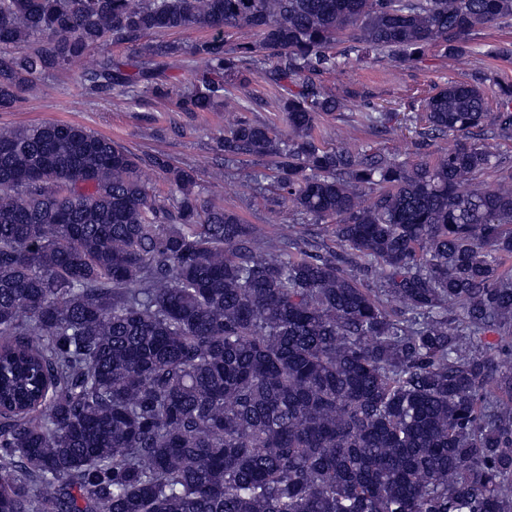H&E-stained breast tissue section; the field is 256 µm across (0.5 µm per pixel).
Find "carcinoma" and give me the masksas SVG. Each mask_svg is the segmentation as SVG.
Segmentation results:
<instances>
[{
  "instance_id": "1",
  "label": "carcinoma",
  "mask_w": 512,
  "mask_h": 512,
  "mask_svg": "<svg viewBox=\"0 0 512 512\" xmlns=\"http://www.w3.org/2000/svg\"><path fill=\"white\" fill-rule=\"evenodd\" d=\"M510 19L512 0H0L1 111L90 57L87 96L224 104L215 179L267 159L277 199L332 226L270 239L163 154L1 127L0 512H512V174L467 188L496 167L481 135L512 140V84L491 120L483 77L421 100L422 141L459 137L432 161L316 133L343 109L317 82L336 45L461 60ZM192 26L187 51L140 44ZM261 60L285 134L231 92ZM492 331L508 342L476 353Z\"/></svg>"
}]
</instances>
